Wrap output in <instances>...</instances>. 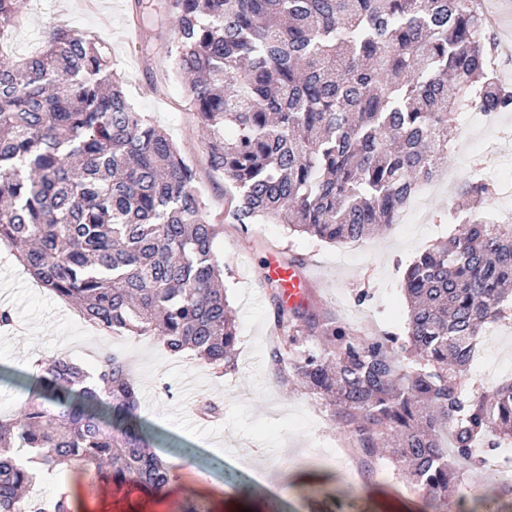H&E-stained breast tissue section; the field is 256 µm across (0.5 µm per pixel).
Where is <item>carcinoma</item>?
Returning a JSON list of instances; mask_svg holds the SVG:
<instances>
[{
	"instance_id": "carcinoma-1",
	"label": "carcinoma",
	"mask_w": 512,
	"mask_h": 512,
	"mask_svg": "<svg viewBox=\"0 0 512 512\" xmlns=\"http://www.w3.org/2000/svg\"><path fill=\"white\" fill-rule=\"evenodd\" d=\"M24 0H0V39ZM210 165L238 192L243 226L272 221L322 242H359L397 222L455 140L460 114L512 112L488 66L495 43L473 0H162ZM195 172L135 109L106 44L56 24L30 55L0 56V243L93 326L157 339L216 373L237 369L224 263ZM494 189L471 179L466 226L406 268L407 336H358L308 297L273 316L284 384L330 400L370 468L406 467L433 512L483 468L478 442L512 439V381L471 389L490 323L512 321V224L478 217ZM89 373L32 364L23 421L0 419V512L39 475L80 461L122 485L162 491L174 467L150 451L128 365L104 352ZM485 512L512 500L496 486ZM31 512H71L67 494Z\"/></svg>"
}]
</instances>
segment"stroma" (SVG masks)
Segmentation results:
<instances>
[{"label":"stroma","instance_id":"obj_1","mask_svg":"<svg viewBox=\"0 0 512 512\" xmlns=\"http://www.w3.org/2000/svg\"><path fill=\"white\" fill-rule=\"evenodd\" d=\"M160 2L98 0L89 11L84 0H42L24 8L10 48L19 57L30 53L42 31L55 24L108 41L131 103L149 113L195 166L207 217L224 227L216 254L224 263V286L237 314L238 366L218 377L192 353L169 354L156 339L105 338L79 321L68 303L37 286L12 251L0 245V307L10 309L21 325L20 331L0 333V403L10 418H22L28 398L26 363L64 355L84 364L91 348L118 350L134 366L139 414L157 450L193 448L196 458L180 466L179 479L160 493L100 488L93 470L72 463L57 479L32 484L31 494L68 493L73 512H183L193 500L205 501L212 512H268L269 493L248 472L216 469L213 451L221 448L228 457H247L264 469L284 458L289 467L302 470L303 478L285 479L279 512H308L312 501L340 500L349 493L341 466L328 468L315 459L316 449L341 447L345 436L326 400L302 385L280 383L271 368L273 308L259 283L270 253L284 259L300 256L314 298L364 334L405 336L401 281L407 265L430 244L461 232V225L448 221L459 185L480 168L512 178V160L490 152L497 134L493 128L477 132L472 143H454L443 165L452 169L455 184L434 195L428 223L394 224L351 249L292 233L283 224L241 228L228 214L233 188L210 168L206 134L173 74L169 27L157 18ZM471 373L473 383L487 392L512 376V323L493 326ZM204 399L221 403L222 416L200 415ZM383 470L384 478L367 482L355 498V512H429L403 475L388 464Z\"/></svg>","mask_w":512,"mask_h":512}]
</instances>
